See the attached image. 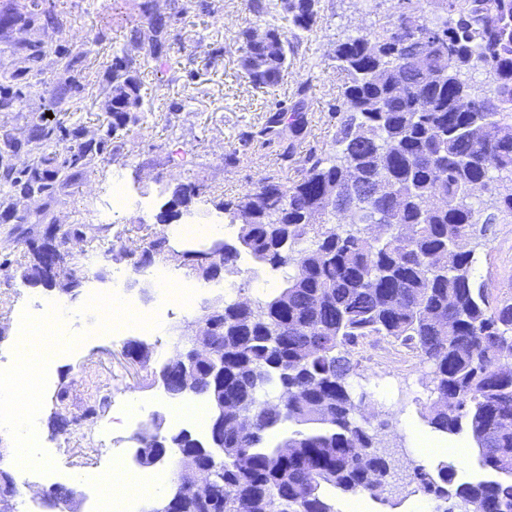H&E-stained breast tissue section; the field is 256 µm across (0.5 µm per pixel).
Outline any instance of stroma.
Listing matches in <instances>:
<instances>
[{
	"label": "stroma",
	"mask_w": 512,
	"mask_h": 512,
	"mask_svg": "<svg viewBox=\"0 0 512 512\" xmlns=\"http://www.w3.org/2000/svg\"><path fill=\"white\" fill-rule=\"evenodd\" d=\"M169 2L43 0L68 19L65 30L55 34L53 41L77 60L78 87L70 110L52 104V81L60 67L57 53L47 50L34 64L18 50L19 45L44 37L32 0H12L14 23L0 29V71L13 73L14 89L24 93L30 84L42 85L41 95L25 93L21 103L0 111V143L21 136L33 121L48 114L54 122L79 124L89 134L98 133L108 120L112 56L119 50L143 62L138 78L145 109L142 121L113 141L111 156L93 174L77 180L54 200L36 196L13 203L17 216L45 208L50 225L60 231H84L83 241L67 244L75 256L88 249L98 252L91 268H76V284L67 295L71 319L41 329L34 337L36 343H53L58 350L40 384L39 403L27 418L48 455L35 456L27 469L16 470L13 459L22 434L0 428V462L25 487L23 495L12 502L13 512H46L42 495L59 486L77 491L76 512H101V494L87 476L111 473L110 449L131 448L134 433L156 413L164 419L162 434L181 428L172 417L170 397L155 382L153 372L183 346L185 327L216 297L228 303L255 301L274 295L283 286L281 274L271 273L246 255L225 269L215 284L189 275L175 260L156 257L153 267H165L171 278L194 289L192 303L182 306L161 298L153 268L134 271L131 261L105 260L104 251L123 249L136 254L145 242L160 236L162 226L156 217L176 184H203L204 192L195 200L192 214L180 217L181 223L196 224L201 215L214 213L215 202L236 200L262 178L283 173L296 177V169H283L278 145L255 142L244 149L242 135L259 130L277 107L291 106L300 84L310 79L314 82L310 122L295 149L301 156L311 148L328 150L335 131L330 107L344 82L336 70L335 46L384 23L399 7L398 0H321L315 32L299 40L285 15L256 14L248 0H207L208 9L192 5L172 20L165 35L166 57L143 61L130 30L134 24L146 23L147 4L164 9ZM272 25L287 40L297 41L298 47L281 82L258 89L239 65L240 32L246 27L262 31ZM234 151L239 163L226 164V155ZM116 178L145 205L114 211L111 221L104 223L100 216L111 209V184ZM47 227L0 218V260L5 263L0 269V367L13 362L12 340L19 313L51 295L50 289L25 284L18 273L27 259L29 241L40 239ZM466 247L474 252L478 282L492 297L512 300V224L491 225L485 241L470 239ZM118 278L125 283L128 304L152 314L153 334L144 336L133 328L115 336L100 328L99 314L87 306L86 297L93 288L110 292ZM140 338L149 345L151 356L145 365L134 366L123 351L129 341ZM355 356L360 365L351 388L365 397L358 421L377 429L381 447L396 449L395 471L376 499L331 492L336 512H353L357 507L362 512H432V501L412 491L408 475L415 466L433 470L447 462L455 470L456 482L467 481L476 469V456L471 452L474 442L464 431L454 435L453 441L469 447L465 457L449 460L435 453L422 455L415 438L432 434L427 425L435 399L431 364L413 356L404 368L384 370L366 361L361 345ZM62 390L67 396L61 401L57 394ZM132 395L148 404V411H132L128 402Z\"/></svg>",
	"instance_id": "obj_1"
}]
</instances>
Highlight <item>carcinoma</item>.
<instances>
[{"label":"carcinoma","instance_id":"1","mask_svg":"<svg viewBox=\"0 0 512 512\" xmlns=\"http://www.w3.org/2000/svg\"><path fill=\"white\" fill-rule=\"evenodd\" d=\"M319 0H251V10L277 8L302 32L319 20ZM387 24L336 44V69L344 87L334 107L333 151L310 152L292 182L260 180L233 202H221L228 223L248 208L238 245L224 243V265L240 251L272 271L290 269L285 287L269 300L224 304V331L210 337L214 363L198 370V393L222 398L246 413L252 427L224 414V455L210 461L198 438L181 430L142 448L146 460L175 448L178 476L211 466L223 512H335L329 486L379 498L389 461L374 445L375 430L355 415L350 377L358 362L347 346L376 337L397 342L435 367L436 399L428 424L455 435L466 429L477 444L479 465L496 475L458 485L462 512H512V300L494 302L474 276V253L457 250L462 239L486 237L491 225L512 223V0H444V18L430 17L426 0H404ZM185 6L151 14L148 28L131 39L144 58L158 59L164 42L156 33ZM42 29L64 30L66 19L41 11ZM269 40L241 32L240 64L255 87L277 84L288 64L278 29ZM137 60L112 58V112L97 139H84L80 125L32 123L0 150V192L11 198L23 188L50 195L94 170L111 154L112 139L141 121ZM73 60L61 63L53 101L70 98ZM483 69L488 89L467 74ZM302 83L288 109L269 115L243 145L288 136L281 153L294 156V141L308 125V91ZM478 103L459 108L460 93ZM27 156L19 168L13 157ZM355 167L363 181L351 182ZM203 190L177 185L169 207H187ZM489 191L491 203H476ZM310 212L318 223L307 222ZM376 224L371 236L362 226ZM21 267L26 283L54 287L42 271L41 245L28 243ZM319 424L275 448L263 434L284 423ZM452 466L413 470L417 491L438 501L434 512H454L448 503Z\"/></svg>","mask_w":512,"mask_h":512}]
</instances>
